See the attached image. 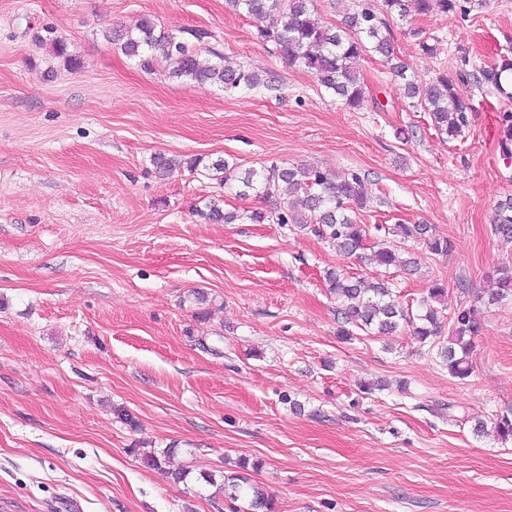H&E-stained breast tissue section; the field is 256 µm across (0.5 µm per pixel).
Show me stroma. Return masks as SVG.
Here are the masks:
<instances>
[{
    "label": "stroma",
    "instance_id": "stroma-1",
    "mask_svg": "<svg viewBox=\"0 0 512 512\" xmlns=\"http://www.w3.org/2000/svg\"><path fill=\"white\" fill-rule=\"evenodd\" d=\"M143 17L261 85L142 70L107 34ZM390 34L419 83L463 55L475 73L512 52V0L412 13ZM362 71L370 99L346 110L224 0H0V512H230L203 476L238 474L242 458L274 512H512V442L473 431L512 414V302L475 299L512 266L491 231L512 194L498 119L512 99L458 84L475 110L451 140L379 57ZM158 153L203 166L163 179ZM220 158L357 171L371 243L421 256L419 274L391 272L395 299L416 304L438 279L446 311L476 307L471 375L406 329L342 338L325 273L374 270L325 239L203 219L217 196L273 205L209 176ZM420 222L448 254L390 233ZM196 289L214 301L204 319ZM170 448V470L145 463Z\"/></svg>",
    "mask_w": 512,
    "mask_h": 512
}]
</instances>
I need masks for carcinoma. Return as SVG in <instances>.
<instances>
[{
	"label": "carcinoma",
	"instance_id": "1",
	"mask_svg": "<svg viewBox=\"0 0 512 512\" xmlns=\"http://www.w3.org/2000/svg\"><path fill=\"white\" fill-rule=\"evenodd\" d=\"M483 4L484 0H382L379 9L367 2L361 9L348 13L344 26L338 27L320 18L313 0H225L227 9L244 13L260 23L258 37L272 44L283 61L311 73L321 88L349 110L360 109L366 99L367 84L360 62L368 55L382 57L390 64V73L403 81L405 94L413 101V106L429 113L434 127L450 139L458 138L468 127L469 115L473 112L471 99L460 96L454 83L444 75L425 86L409 78L408 67L396 61L386 17L404 18L412 11L427 15L435 9L442 13L457 9L466 13L469 8ZM156 28L151 18L144 17L133 27L112 31L109 40L147 72L164 63L171 77L189 84L209 83L224 90L255 89L261 84L256 72L232 66L223 54L216 51L204 54L180 38L156 32ZM53 53L63 58L71 69L81 65V60L64 42L55 43ZM509 75H512V59L503 55L498 63L480 71L477 83L504 94L503 80ZM499 121L503 132L502 154L512 159V112L500 113ZM200 163L198 158L186 160L161 153L152 158L160 176L183 165L194 170ZM211 169L224 183L238 182L240 196L252 193L264 199L279 200V206L272 210L240 211L226 210L224 200L213 198L203 213L204 218L213 223L295 224L302 229L312 223V232L326 238L345 258L354 257L368 265L395 267L407 272L418 270L420 261L413 253L403 258L387 247L367 251V231L365 225L358 223V215L368 206V198L356 171L337 172L283 162L259 171L250 169L240 173L222 159L212 162ZM393 232L404 239L422 241L435 255L451 250L450 242L436 236L429 224H397ZM492 232L512 242V194L495 203ZM326 280L329 293L336 299L343 335L352 336L359 331L366 335L390 336L405 325L412 329V335L419 342L425 343L441 337L446 327V343L437 348L440 363L456 378L470 376V354L474 339L483 332V324L472 307L459 308L448 318L441 315L435 303L447 296L444 283L431 281L414 313L392 298L385 280H369L340 269L328 272ZM509 298L512 299V267L504 266L499 269L494 288L478 295L477 300L497 304ZM220 492L225 500L241 503L234 512H273L272 499L241 476L223 478Z\"/></svg>",
	"mask_w": 512,
	"mask_h": 512
}]
</instances>
